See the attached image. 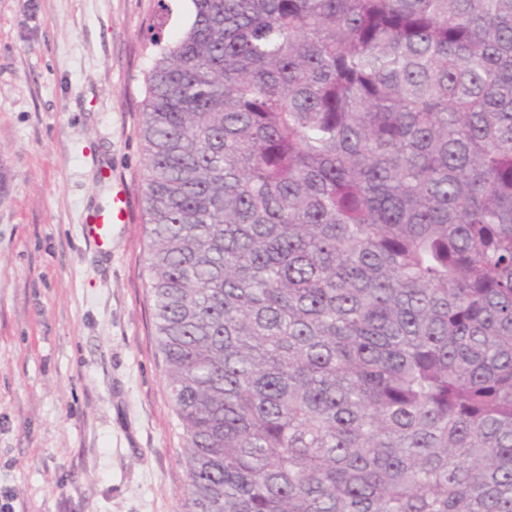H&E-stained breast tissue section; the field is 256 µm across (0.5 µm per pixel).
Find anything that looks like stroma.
Listing matches in <instances>:
<instances>
[{
    "label": "stroma",
    "mask_w": 512,
    "mask_h": 512,
    "mask_svg": "<svg viewBox=\"0 0 512 512\" xmlns=\"http://www.w3.org/2000/svg\"><path fill=\"white\" fill-rule=\"evenodd\" d=\"M189 0H0V504L177 512L187 475L154 337L138 135L147 27ZM123 190L107 246L82 226Z\"/></svg>",
    "instance_id": "obj_1"
}]
</instances>
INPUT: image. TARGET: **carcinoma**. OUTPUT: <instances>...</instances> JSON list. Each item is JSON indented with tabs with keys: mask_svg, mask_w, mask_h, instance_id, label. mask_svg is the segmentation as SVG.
Returning <instances> with one entry per match:
<instances>
[{
	"mask_svg": "<svg viewBox=\"0 0 512 512\" xmlns=\"http://www.w3.org/2000/svg\"><path fill=\"white\" fill-rule=\"evenodd\" d=\"M140 136L180 512H512V0H190Z\"/></svg>",
	"mask_w": 512,
	"mask_h": 512,
	"instance_id": "cac0c4a2",
	"label": "carcinoma"
}]
</instances>
